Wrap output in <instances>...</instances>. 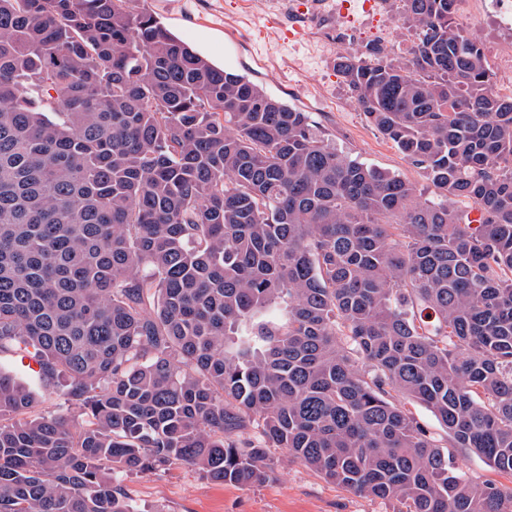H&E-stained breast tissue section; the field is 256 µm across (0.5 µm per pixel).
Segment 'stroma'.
<instances>
[{"mask_svg":"<svg viewBox=\"0 0 512 512\" xmlns=\"http://www.w3.org/2000/svg\"><path fill=\"white\" fill-rule=\"evenodd\" d=\"M316 5L319 15L336 0H133L134 11L157 16L166 28L222 69L257 82L272 96L310 113L325 137L345 157L398 175L419 188H434L392 142L379 133L354 104L334 68L335 48L321 47L292 23L298 2ZM350 0L348 26L352 48L383 44L390 55L405 51L413 38L400 28L399 0H381L372 9ZM458 20L477 39L496 78L500 94L512 93L504 72L512 60L501 53L512 27L499 13L467 15L460 0ZM273 471L252 486L205 478L196 468L177 465L157 474H132L125 480L141 512H398L399 503L364 497L325 481L314 471L273 450Z\"/></svg>","mask_w":512,"mask_h":512,"instance_id":"1","label":"stroma"}]
</instances>
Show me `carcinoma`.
Instances as JSON below:
<instances>
[{"label": "carcinoma", "instance_id": "1", "mask_svg": "<svg viewBox=\"0 0 512 512\" xmlns=\"http://www.w3.org/2000/svg\"><path fill=\"white\" fill-rule=\"evenodd\" d=\"M131 2L0 0V357L39 362L0 364V512H139L125 477L178 464L259 484L273 448L406 512H512L460 465L512 476V95L458 0L335 62L432 200Z\"/></svg>", "mask_w": 512, "mask_h": 512}]
</instances>
